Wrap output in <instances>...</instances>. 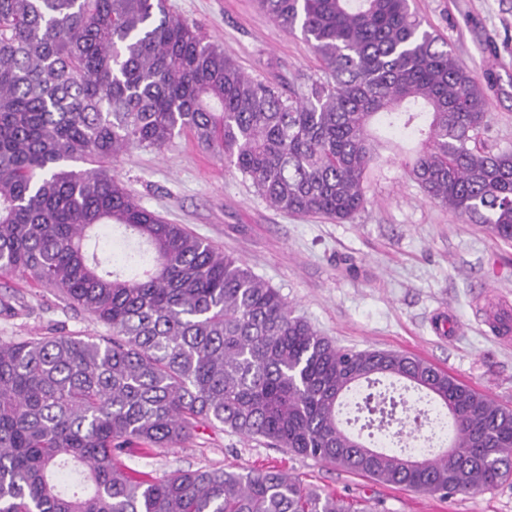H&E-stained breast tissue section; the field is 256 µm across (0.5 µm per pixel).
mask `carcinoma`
<instances>
[{
    "instance_id": "obj_1",
    "label": "carcinoma",
    "mask_w": 512,
    "mask_h": 512,
    "mask_svg": "<svg viewBox=\"0 0 512 512\" xmlns=\"http://www.w3.org/2000/svg\"><path fill=\"white\" fill-rule=\"evenodd\" d=\"M324 76H247L167 0H0V274H29L107 334L0 340V512H369L275 469L160 478L129 446L221 425L392 486L448 497L512 475V409L423 359L336 346L243 261L143 207L107 166L189 131L286 214L347 223L385 142L424 195L512 240V151L488 100L411 0H258ZM86 164L76 168V163ZM450 416L451 448L374 449L394 382Z\"/></svg>"
}]
</instances>
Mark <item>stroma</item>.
Listing matches in <instances>:
<instances>
[{"mask_svg":"<svg viewBox=\"0 0 512 512\" xmlns=\"http://www.w3.org/2000/svg\"><path fill=\"white\" fill-rule=\"evenodd\" d=\"M168 4L252 78L298 89L322 74L301 35L285 32L256 0ZM412 8L482 82L489 107L481 142L495 152L512 150V0H412ZM117 167L145 208L241 257L295 315L338 346L415 355L512 407V342L499 341L474 308L494 295L512 317V241L428 200L398 157L383 155L366 185L365 209L345 224L276 210L189 132L159 152L132 150ZM1 299L20 306L0 310V340L105 332L28 277L0 275ZM124 461L153 476L275 466L319 491L369 499L375 512H512V478L443 499L219 429L147 455L130 447Z\"/></svg>","mask_w":512,"mask_h":512,"instance_id":"obj_1","label":"stroma"}]
</instances>
